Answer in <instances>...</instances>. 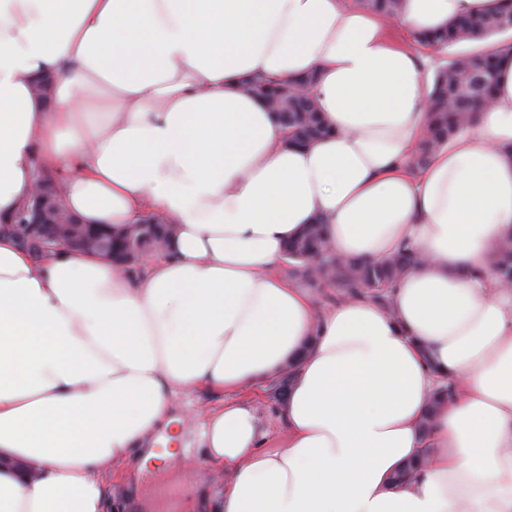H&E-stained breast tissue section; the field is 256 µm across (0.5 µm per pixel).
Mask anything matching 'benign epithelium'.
Masks as SVG:
<instances>
[{
    "instance_id": "benign-epithelium-1",
    "label": "benign epithelium",
    "mask_w": 512,
    "mask_h": 512,
    "mask_svg": "<svg viewBox=\"0 0 512 512\" xmlns=\"http://www.w3.org/2000/svg\"><path fill=\"white\" fill-rule=\"evenodd\" d=\"M37 203L22 224H8V233L25 252H47L59 247L70 251L112 257V226L90 224L74 217L60 202V190L51 176L35 186Z\"/></svg>"
}]
</instances>
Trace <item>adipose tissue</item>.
I'll return each instance as SVG.
<instances>
[{
	"label": "adipose tissue",
	"instance_id": "ef3b65f1",
	"mask_svg": "<svg viewBox=\"0 0 512 512\" xmlns=\"http://www.w3.org/2000/svg\"><path fill=\"white\" fill-rule=\"evenodd\" d=\"M500 3L403 0L393 20L348 0H0V222L40 167L87 222L175 226L137 279L0 235V512H125L114 467L175 466L141 445L200 389L226 396L200 436L229 477L175 485L176 512H512V288L487 272L512 237V53L415 171L432 74L391 33ZM312 71L333 133L290 147L242 83ZM317 218L341 258L421 256L391 307L321 305L281 275ZM294 360L265 428L237 396Z\"/></svg>",
	"mask_w": 512,
	"mask_h": 512
}]
</instances>
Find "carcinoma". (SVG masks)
Wrapping results in <instances>:
<instances>
[{
    "label": "carcinoma",
    "mask_w": 512,
    "mask_h": 512,
    "mask_svg": "<svg viewBox=\"0 0 512 512\" xmlns=\"http://www.w3.org/2000/svg\"><path fill=\"white\" fill-rule=\"evenodd\" d=\"M368 10L396 17L401 0H355ZM512 31V0L495 12L456 20L437 32H421L416 41L437 52H447L450 44L480 42ZM498 55L478 49L458 54L438 66L428 92L429 121L413 161L416 170L446 146L448 140L473 124L478 108L492 99L496 82ZM295 83H254L250 93L268 104H282L279 119L288 129V138L308 143L327 136L330 128L310 99L295 96ZM291 273L307 279L317 289H336L338 297L367 296L383 306H390L389 286L418 263V256L402 253L373 264L346 261L336 256L324 236V225L307 224L300 236L288 246ZM491 270L503 282H512V239L505 240L491 259Z\"/></svg>",
    "instance_id": "1"
}]
</instances>
